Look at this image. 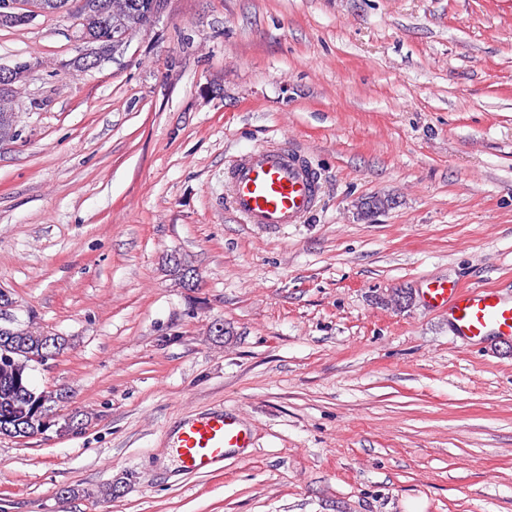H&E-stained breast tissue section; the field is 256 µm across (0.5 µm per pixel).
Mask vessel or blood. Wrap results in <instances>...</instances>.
Wrapping results in <instances>:
<instances>
[{
    "instance_id": "b4317fda",
    "label": "vessel or blood",
    "mask_w": 512,
    "mask_h": 512,
    "mask_svg": "<svg viewBox=\"0 0 512 512\" xmlns=\"http://www.w3.org/2000/svg\"><path fill=\"white\" fill-rule=\"evenodd\" d=\"M230 211L244 224L280 229L305 223L320 195V177L301 153L273 142L240 153L224 170ZM431 307L447 310L455 334L478 345L497 334L512 337V301L493 288L463 290L448 281L426 290ZM250 433L240 419L221 409L185 417L172 440L183 468L211 472L232 448L248 447Z\"/></svg>"
}]
</instances>
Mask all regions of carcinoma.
Masks as SVG:
<instances>
[{
	"instance_id": "cac0c4a2",
	"label": "carcinoma",
	"mask_w": 512,
	"mask_h": 512,
	"mask_svg": "<svg viewBox=\"0 0 512 512\" xmlns=\"http://www.w3.org/2000/svg\"><path fill=\"white\" fill-rule=\"evenodd\" d=\"M146 0H46L48 13L66 12L78 20V32L94 38L98 55L107 58L114 52L112 41L105 34L112 24L132 35L139 34L146 22ZM17 137L13 94L0 93V143H10ZM0 343L17 347L18 353L7 366L0 367V417L27 429L39 424L49 412L48 403L55 396L32 388L28 370L32 357L61 355L65 339L31 327H9L0 331Z\"/></svg>"
}]
</instances>
